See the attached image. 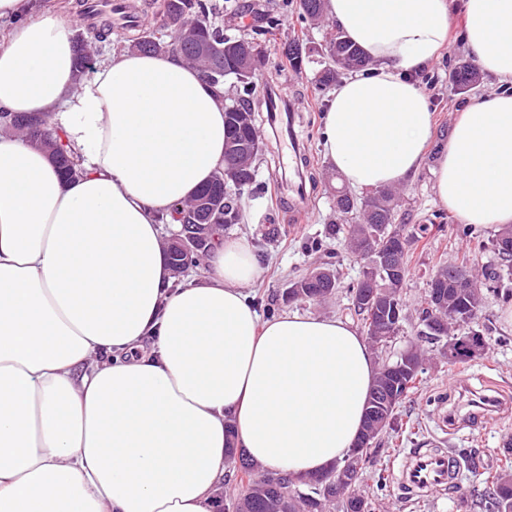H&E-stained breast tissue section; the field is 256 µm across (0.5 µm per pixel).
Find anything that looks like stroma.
Returning a JSON list of instances; mask_svg holds the SVG:
<instances>
[{
	"instance_id": "obj_1",
	"label": "stroma",
	"mask_w": 512,
	"mask_h": 512,
	"mask_svg": "<svg viewBox=\"0 0 512 512\" xmlns=\"http://www.w3.org/2000/svg\"><path fill=\"white\" fill-rule=\"evenodd\" d=\"M217 6L214 16L231 34H244L261 25L262 17L275 0H213ZM464 0H449L452 19L448 47L435 62L424 66L417 75L424 84L429 108L433 114L432 147L447 143L452 127L467 106L474 101L503 91H512V82L482 76L480 85L462 94L456 91L450 73L456 63L469 59L462 38ZM297 5H290L273 34L259 37L260 72L262 76H281L286 87L293 90L302 103L299 133L308 144L311 164L307 192L311 199L305 223L288 220V197L277 189L275 156L278 146L269 126H262L266 147L255 161L256 179L237 196L239 221L227 225L230 233L247 236L255 246L265 268L260 282L250 287L259 313L274 310L283 313L297 310L321 317L354 320L349 309V285L356 283L360 263L351 255L344 237L330 235L329 229L339 223L336 212V190L346 184L342 175L325 161L321 148V114L333 92L332 87H317L315 77L321 68L317 54L305 59L301 70H293L284 56L288 44L302 40L313 47L324 41L332 28L329 19L301 23ZM397 223L407 232L416 234L407 255L408 275L402 288L405 318L397 337V349L418 343L420 317L428 294L429 281L440 265L467 260L473 272L485 268H500L501 260L492 241L496 230L490 226L460 223L443 206L436 194L431 165L423 168L396 188ZM332 263L340 275L335 294L322 301H285L288 288L323 263ZM486 304L478 318L457 327L456 335L478 332L493 351V367H486L484 357L465 364H437L428 368L417 393L405 400L398 409L406 430L390 434L376 455L368 462L369 471L387 473L407 449L435 440L454 453L474 450L479 454L477 467L463 471L456 489L434 499L403 501L394 482L377 489L374 481L365 482L363 489L374 499L376 512H461V496L487 490L486 480L499 472V450L503 440L512 438V323L504 321L505 310L512 308V273L502 271L496 281L483 287ZM480 394L494 395L502 400L492 425L477 431L469 428L442 434L435 421L436 412L464 405L467 389Z\"/></svg>"
}]
</instances>
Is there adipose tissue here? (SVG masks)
<instances>
[{
    "label": "adipose tissue",
    "mask_w": 512,
    "mask_h": 512,
    "mask_svg": "<svg viewBox=\"0 0 512 512\" xmlns=\"http://www.w3.org/2000/svg\"><path fill=\"white\" fill-rule=\"evenodd\" d=\"M372 61L322 115L353 187L424 165L432 114L416 78L448 45L447 0H326ZM71 18L0 0V112L46 116L84 175L0 133V512H216L229 449L304 476L344 459L377 371L351 322L266 320L263 267L225 236L173 287L162 215L224 166V99L180 56L112 51L76 84ZM463 39L512 81V0H465ZM462 223L512 225V92L457 118L433 170Z\"/></svg>",
    "instance_id": "adipose-tissue-1"
}]
</instances>
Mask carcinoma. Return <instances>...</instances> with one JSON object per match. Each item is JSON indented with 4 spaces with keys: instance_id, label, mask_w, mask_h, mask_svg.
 Instances as JSON below:
<instances>
[{
    "instance_id": "carcinoma-1",
    "label": "carcinoma",
    "mask_w": 512,
    "mask_h": 512,
    "mask_svg": "<svg viewBox=\"0 0 512 512\" xmlns=\"http://www.w3.org/2000/svg\"><path fill=\"white\" fill-rule=\"evenodd\" d=\"M325 13V0H300L298 20L302 23L319 21ZM156 14L166 28V34L157 37L146 28L147 22L136 20L129 25L133 35L129 37V48L146 52L177 54L188 60L192 56L193 44L184 38V26L191 23L194 44L205 45L212 57L226 72L223 83L229 84L235 94L226 98L225 124L226 145L246 144L255 137L260 124L261 113L267 108L269 88L259 81L233 83L232 69L237 65L239 47L247 40L245 35H230L224 27L213 21V8L205 0H160ZM112 25L106 20L90 22L78 38L77 67L84 74L83 52L87 48L107 40ZM324 51L329 57H340L341 64L326 65L318 71L316 84L323 87L335 82L345 72L363 68L369 60L339 30L329 33ZM480 79L478 70L470 63L462 62L451 73L452 82L465 93L470 91ZM0 124L12 132L25 137L42 149L60 175L75 179L83 174V168L75 152L63 140L61 133L48 127L44 117L16 115L7 117L0 112ZM210 197L222 202V210L216 212V223L239 219L235 197L224 195V171H217L209 182L199 189L194 198ZM395 195L387 188L377 189L372 194L357 199L343 190L336 191V212L340 216L360 214V222L344 227L351 252L359 259L369 253L397 252L400 254L399 272L382 275L373 271L372 266H362L360 276L374 277L376 290L383 301L368 303V290L365 282H356L349 289L351 310L361 321L362 334L367 337L373 349L387 352L392 341L387 339L391 329H400L403 320L402 283L407 273L405 263L406 245L412 235L405 232V225L395 223ZM470 273L464 265L441 267L435 276L443 280V287L429 288L426 307L420 318L419 338L436 346L440 358L451 364L473 359L466 353L448 356L446 336L455 325L469 323L481 312L486 296L480 289L456 284L457 274ZM302 287L303 298L309 301L322 300L339 287V275L335 269H328L324 278L311 282V277L297 281ZM434 312L444 320L443 327L429 330L425 321L429 312ZM411 352L407 368L390 370L392 362H381L369 395L366 419L361 437L363 447L354 448L347 457L323 473L302 477H286L273 482L270 473L256 474L257 468L244 458L229 456V461L239 460V483L241 490L237 496L224 505L226 512H330L338 508L340 512H375L374 503L362 494L361 487L366 480V463L370 450L379 446L381 436L388 431H397V407L415 393L420 386L427 360L424 351L410 346ZM507 466L492 482V490L485 500V512H512V440L499 449Z\"/></svg>"
}]
</instances>
